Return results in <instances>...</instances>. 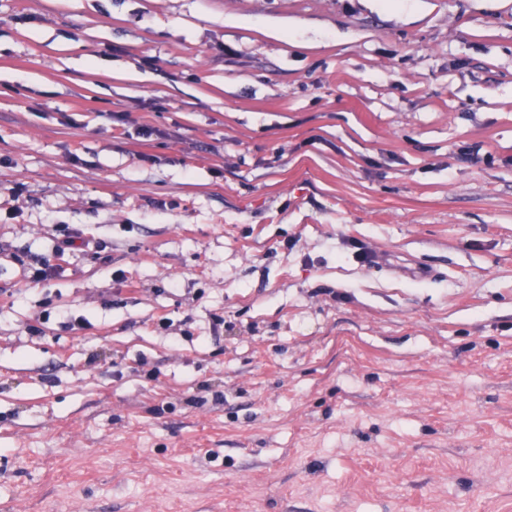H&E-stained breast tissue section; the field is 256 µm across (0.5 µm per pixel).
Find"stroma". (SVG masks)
<instances>
[{"mask_svg":"<svg viewBox=\"0 0 512 512\" xmlns=\"http://www.w3.org/2000/svg\"><path fill=\"white\" fill-rule=\"evenodd\" d=\"M0 512H512V0H0ZM82 234L74 228L66 227L60 238H57L49 255L34 259V266L30 268L28 280L31 283H40L57 276L63 269L64 257L75 251H82L89 247Z\"/></svg>","mask_w":512,"mask_h":512,"instance_id":"stroma-1","label":"stroma"}]
</instances>
